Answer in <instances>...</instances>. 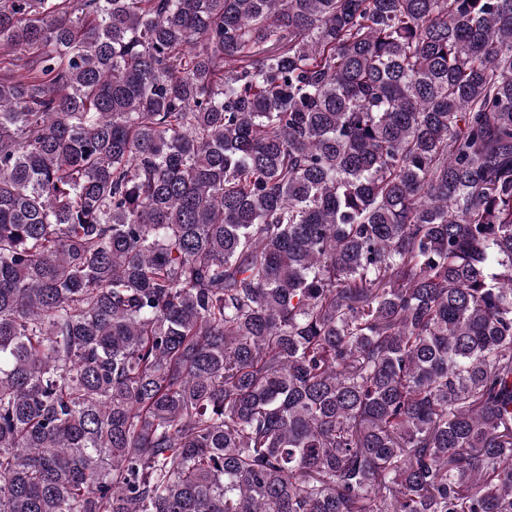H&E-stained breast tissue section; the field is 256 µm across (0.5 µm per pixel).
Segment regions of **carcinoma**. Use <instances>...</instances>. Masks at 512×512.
Listing matches in <instances>:
<instances>
[{
  "label": "carcinoma",
  "mask_w": 512,
  "mask_h": 512,
  "mask_svg": "<svg viewBox=\"0 0 512 512\" xmlns=\"http://www.w3.org/2000/svg\"><path fill=\"white\" fill-rule=\"evenodd\" d=\"M0 512H512V0H0Z\"/></svg>",
  "instance_id": "carcinoma-1"
}]
</instances>
